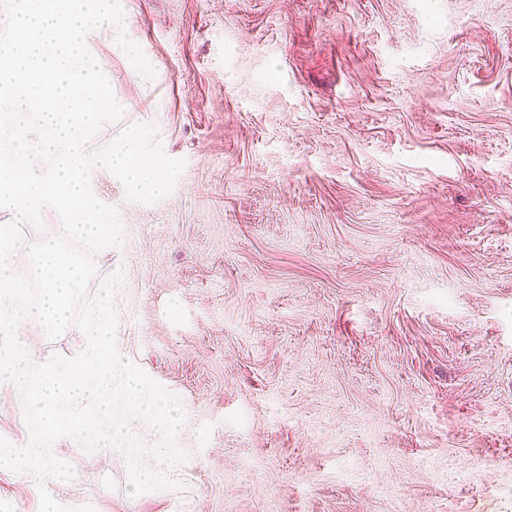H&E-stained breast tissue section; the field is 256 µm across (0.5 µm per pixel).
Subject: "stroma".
<instances>
[{
    "label": "stroma",
    "instance_id": "35a3bbf8",
    "mask_svg": "<svg viewBox=\"0 0 512 512\" xmlns=\"http://www.w3.org/2000/svg\"><path fill=\"white\" fill-rule=\"evenodd\" d=\"M87 45L185 168L129 201L115 341L179 397L186 460L131 495L127 458L56 440L71 512H512V0H121ZM126 33L154 69L118 47ZM70 358L77 326L18 328ZM19 391L0 437L22 447ZM0 474V512H39Z\"/></svg>",
    "mask_w": 512,
    "mask_h": 512
}]
</instances>
